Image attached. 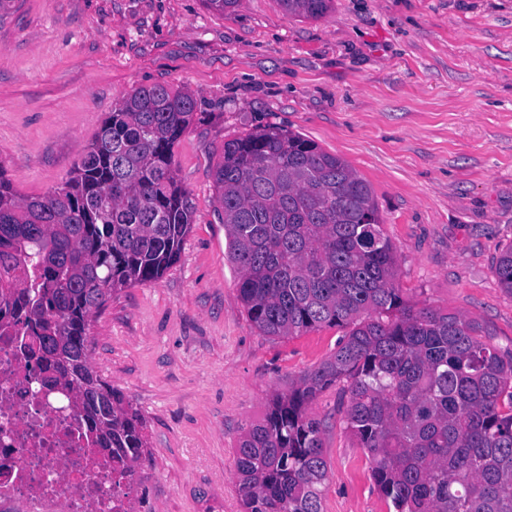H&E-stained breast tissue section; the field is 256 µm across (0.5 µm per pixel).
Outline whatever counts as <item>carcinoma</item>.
<instances>
[{
    "mask_svg": "<svg viewBox=\"0 0 512 512\" xmlns=\"http://www.w3.org/2000/svg\"><path fill=\"white\" fill-rule=\"evenodd\" d=\"M319 19L332 0H279ZM208 113L169 85L112 109L74 175L22 196L0 168V327L39 337L43 372L76 376L77 410L129 474L146 424L91 367L89 319L112 293L152 282L179 259L193 207L173 169L176 144ZM238 292L266 336L344 329L336 351L285 393L236 448L243 512H323V421L309 404L340 381L348 429L372 457L394 512H512V350L476 323L406 304L395 247L369 185L312 140L265 126L224 142L215 172ZM512 293V245L494 269Z\"/></svg>",
    "mask_w": 512,
    "mask_h": 512,
    "instance_id": "1",
    "label": "carcinoma"
}]
</instances>
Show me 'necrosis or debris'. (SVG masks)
Wrapping results in <instances>:
<instances>
[{"instance_id":"obj_1","label":"necrosis or debris","mask_w":512,"mask_h":512,"mask_svg":"<svg viewBox=\"0 0 512 512\" xmlns=\"http://www.w3.org/2000/svg\"><path fill=\"white\" fill-rule=\"evenodd\" d=\"M0 335V512H131L135 486L100 458L87 425Z\"/></svg>"}]
</instances>
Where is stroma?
<instances>
[{"label": "stroma", "instance_id": "stroma-1", "mask_svg": "<svg viewBox=\"0 0 512 512\" xmlns=\"http://www.w3.org/2000/svg\"><path fill=\"white\" fill-rule=\"evenodd\" d=\"M156 84L212 118L174 148L194 207L178 262L88 324L91 367L147 425L132 512H242V433L343 334L278 338L249 320L214 184L227 140L274 125L341 157L373 192L404 299L512 349L494 274L512 245V0H333L317 20L278 0L229 16L202 0H16L0 18V167L21 195L45 194L112 108ZM347 401L337 385L309 406L325 424L324 512H390Z\"/></svg>", "mask_w": 512, "mask_h": 512}]
</instances>
